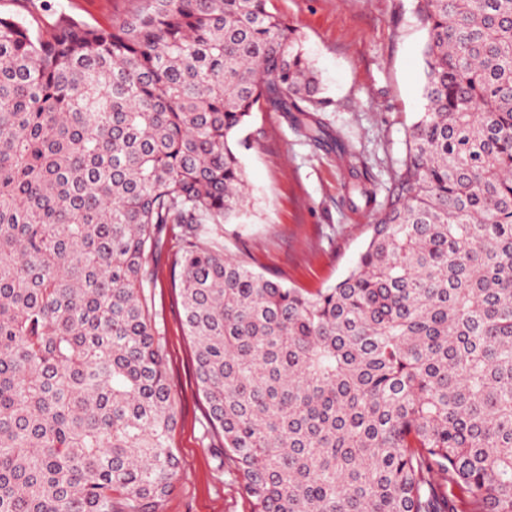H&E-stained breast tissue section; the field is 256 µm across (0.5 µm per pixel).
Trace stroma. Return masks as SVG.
I'll list each match as a JSON object with an SVG mask.
<instances>
[{"label": "stroma", "mask_w": 512, "mask_h": 512, "mask_svg": "<svg viewBox=\"0 0 512 512\" xmlns=\"http://www.w3.org/2000/svg\"><path fill=\"white\" fill-rule=\"evenodd\" d=\"M142 0H0V12L54 25L68 15L108 26ZM296 30L321 80L320 104L304 112L254 113L243 152L248 205L206 240L251 270L307 291L329 288L354 266L370 226L387 203L406 151L407 131L423 108L426 31L414 0H272ZM318 130L310 136L308 127ZM181 225L149 254L148 284L165 340L181 464L160 512H248L224 467L223 439L207 420L184 333L173 260Z\"/></svg>", "instance_id": "1"}]
</instances>
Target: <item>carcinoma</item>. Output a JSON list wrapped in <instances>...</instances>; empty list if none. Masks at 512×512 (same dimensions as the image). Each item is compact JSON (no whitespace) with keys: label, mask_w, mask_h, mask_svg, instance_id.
Segmentation results:
<instances>
[{"label":"carcinoma","mask_w":512,"mask_h":512,"mask_svg":"<svg viewBox=\"0 0 512 512\" xmlns=\"http://www.w3.org/2000/svg\"><path fill=\"white\" fill-rule=\"evenodd\" d=\"M271 0L109 28L0 14V512H159L186 335L250 512H512V0H416L423 111L356 265L308 292L203 238L247 204L263 105L320 80Z\"/></svg>","instance_id":"cac0c4a2"}]
</instances>
